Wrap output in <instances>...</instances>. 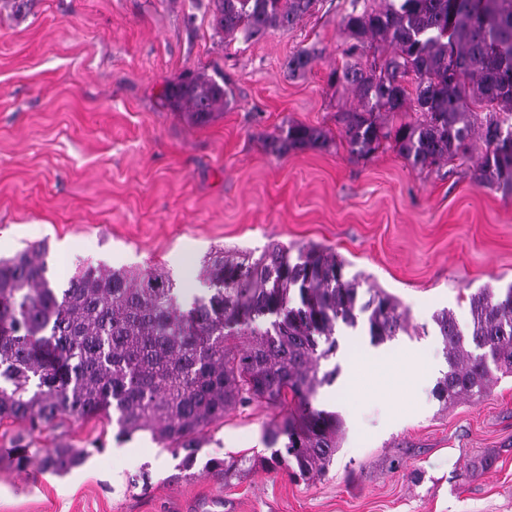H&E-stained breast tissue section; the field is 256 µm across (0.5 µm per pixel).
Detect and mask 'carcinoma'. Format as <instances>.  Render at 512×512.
Here are the masks:
<instances>
[{
    "label": "carcinoma",
    "instance_id": "obj_1",
    "mask_svg": "<svg viewBox=\"0 0 512 512\" xmlns=\"http://www.w3.org/2000/svg\"><path fill=\"white\" fill-rule=\"evenodd\" d=\"M214 29L246 41L285 28L320 0H212ZM341 23L353 43L328 74L348 85L360 109L342 113L351 154L367 158L390 146L414 167L451 162L479 131L482 159L474 174L484 187L512 193V0H347ZM387 43L385 57L370 55ZM313 49L288 56V73H304ZM224 83L190 75L165 86L162 99L196 124L231 102ZM328 134L290 123L266 142L274 155L321 148ZM45 243L0 259V421L22 426L12 464L31 463V437L48 426L103 416L118 436L148 431L162 448L192 463L206 429L236 406L283 410L292 399L297 422L273 417L264 439L272 461L293 478L323 475L339 448L338 417L313 407L336 371L321 361L337 349L336 329L366 315L372 341L408 332L407 312L381 289L359 296L358 276L318 245L298 250L269 244L257 258L218 249L204 261L210 296L189 308L160 268L131 270L91 264L66 287L48 275ZM471 328L454 313L434 315L448 371L434 395L443 406L480 399L512 376V285L499 297L481 288L470 298ZM286 437L285 451L276 449ZM86 454L59 443L49 452L56 473Z\"/></svg>",
    "mask_w": 512,
    "mask_h": 512
}]
</instances>
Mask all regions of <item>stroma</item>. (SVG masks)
Wrapping results in <instances>:
<instances>
[{"label": "stroma", "mask_w": 512, "mask_h": 512, "mask_svg": "<svg viewBox=\"0 0 512 512\" xmlns=\"http://www.w3.org/2000/svg\"><path fill=\"white\" fill-rule=\"evenodd\" d=\"M343 0L251 40L216 31L209 0H0V256L48 246L64 285L82 264L163 268L181 304L209 294L200 271L217 248L260 255L271 243L319 245L346 277L381 289L411 328L373 344L366 321L341 327L316 409L341 421L325 475L289 477L270 463L274 410L227 411L189 468L149 433L117 435L103 417L43 430L88 450L64 475L7 456L20 425L0 423V512H512V378L488 397L443 407L447 362L433 316L471 324L470 296L512 286V194L478 186L480 146L412 167L394 149L353 156L338 115L353 90L327 83L351 38ZM316 47L303 74L294 51ZM187 73L223 77L233 98L203 125L161 104ZM297 122L328 131L326 149L273 155L265 140ZM437 363L415 368V352ZM495 464L463 474L478 456ZM242 459L223 479L212 459Z\"/></svg>", "instance_id": "stroma-1"}]
</instances>
